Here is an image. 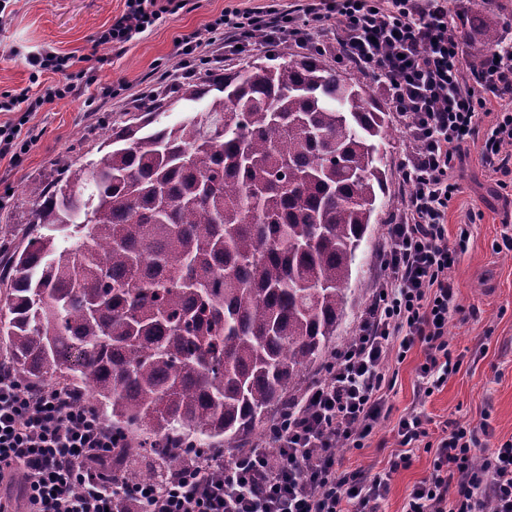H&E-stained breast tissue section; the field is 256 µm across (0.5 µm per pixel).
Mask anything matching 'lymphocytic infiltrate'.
<instances>
[{
	"label": "lymphocytic infiltrate",
	"mask_w": 512,
	"mask_h": 512,
	"mask_svg": "<svg viewBox=\"0 0 512 512\" xmlns=\"http://www.w3.org/2000/svg\"><path fill=\"white\" fill-rule=\"evenodd\" d=\"M185 5L125 0L97 41L124 49L140 28ZM464 13L449 10L448 0H303L286 10L230 9L215 20L224 38L211 63L285 43L347 61L386 95L408 145L399 162L403 207L377 250L380 274L351 341L251 450L183 448L180 465L150 481L94 467L112 448V431L95 411L1 373L0 488L14 491L17 512H379L394 474L420 448L431 456L429 472L410 489L405 512H512V442L476 459L487 425L446 420L435 431L424 410L461 365L448 341L450 321L464 312L450 271L476 216L466 214L453 238L445 219L470 141L483 136L482 167L499 188L512 177V43L488 49L465 75L464 50L448 33L450 16ZM28 64L32 78L52 71L63 79L43 95L0 98V112L27 115L76 90L69 57L48 52ZM417 346L424 361L416 402L395 425L388 468L345 467L337 446L364 447L389 411L390 362Z\"/></svg>",
	"instance_id": "obj_1"
}]
</instances>
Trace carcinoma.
<instances>
[{
  "label": "carcinoma",
  "instance_id": "1",
  "mask_svg": "<svg viewBox=\"0 0 512 512\" xmlns=\"http://www.w3.org/2000/svg\"><path fill=\"white\" fill-rule=\"evenodd\" d=\"M479 50L498 43L479 12ZM123 112L90 164L32 188L0 242V344L25 384L112 421V457L176 444L246 450L309 387L346 314L357 251L387 196L390 113L319 52L281 45ZM180 101L202 111L164 125Z\"/></svg>",
  "mask_w": 512,
  "mask_h": 512
}]
</instances>
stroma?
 <instances>
[{
  "label": "stroma",
  "instance_id": "stroma-1",
  "mask_svg": "<svg viewBox=\"0 0 512 512\" xmlns=\"http://www.w3.org/2000/svg\"><path fill=\"white\" fill-rule=\"evenodd\" d=\"M266 0H188L177 13L163 17L154 27L116 53L98 45L99 31L109 27L125 9V0H10L0 13V97L26 93L44 94L58 81L46 72L32 80L27 60L32 55L53 51L71 57L76 69L87 70L97 86H112L116 98L96 99L87 104V92L56 99L29 123L40 138L18 160H0V225L8 224L12 235L27 230L26 209L19 202L34 184L47 180L53 161L68 154L87 163L98 156L99 132L109 126L115 113L132 107L143 92L154 86L159 69L172 65L176 40L207 39L209 27L232 8H253ZM482 139L469 145L470 167L462 188L448 208V232L456 234L466 213L476 215L469 228L467 250L450 276L458 289V300L476 307L478 314L448 325V339L461 355L459 371L450 376L442 390L433 394L425 410L435 420H457L473 425L488 422L491 445L512 440V252L497 251L507 207L493 181L481 166ZM380 223L371 225L367 242L357 253L350 284L346 317L336 337L344 345L353 336L360 311L378 275L376 250L382 239L389 210H380ZM423 358L415 348L403 363L394 365L396 385L390 394L392 407L381 420L367 447L340 449L346 466L357 469L386 467L395 448L392 428L416 399V367ZM430 456L415 451L408 468L393 476L391 490L380 512H403L412 485L426 473Z\"/></svg>",
  "mask_w": 512,
  "mask_h": 512
}]
</instances>
